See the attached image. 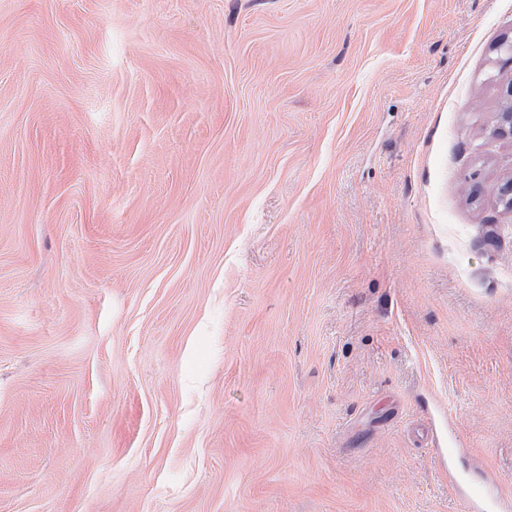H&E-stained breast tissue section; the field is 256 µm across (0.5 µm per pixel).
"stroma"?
Masks as SVG:
<instances>
[{
  "mask_svg": "<svg viewBox=\"0 0 512 512\" xmlns=\"http://www.w3.org/2000/svg\"><path fill=\"white\" fill-rule=\"evenodd\" d=\"M512 0H0V512L512 490ZM457 448H448V485L454 489L467 484L465 510L469 512H509L512 509V497L504 492L498 481L491 475L474 480L469 475L455 469L449 462Z\"/></svg>",
  "mask_w": 512,
  "mask_h": 512,
  "instance_id": "35a3bbf8",
  "label": "stroma"
}]
</instances>
